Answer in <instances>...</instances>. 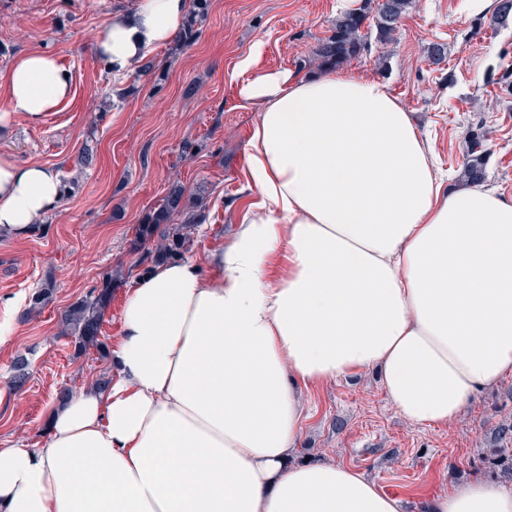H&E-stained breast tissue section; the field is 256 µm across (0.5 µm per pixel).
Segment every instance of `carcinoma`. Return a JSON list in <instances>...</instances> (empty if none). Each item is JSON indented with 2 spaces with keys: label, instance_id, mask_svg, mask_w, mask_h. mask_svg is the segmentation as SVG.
<instances>
[{
  "label": "carcinoma",
  "instance_id": "carcinoma-1",
  "mask_svg": "<svg viewBox=\"0 0 512 512\" xmlns=\"http://www.w3.org/2000/svg\"><path fill=\"white\" fill-rule=\"evenodd\" d=\"M408 6V0H363L357 9L336 18L329 34L316 49V59L321 71L337 69L359 57L368 50L370 40L386 43ZM209 8L208 0H192L184 25L175 39V50L183 51L194 45L200 36L198 17ZM376 9L374 25L367 24L371 9ZM487 157L486 138L476 134L471 137L460 176L474 186L485 179ZM204 214L198 206L189 205L185 190L174 184L169 189L163 204L148 212L138 227V238L143 243H154V247L141 254L138 266L148 273L156 265L177 260L188 251L189 231L201 223ZM112 279L96 287L84 299L72 304L64 314L66 330L74 335L78 348L99 346L102 314L112 302Z\"/></svg>",
  "mask_w": 512,
  "mask_h": 512
}]
</instances>
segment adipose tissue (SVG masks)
Instances as JSON below:
<instances>
[{"label":"adipose tissue","mask_w":512,"mask_h":512,"mask_svg":"<svg viewBox=\"0 0 512 512\" xmlns=\"http://www.w3.org/2000/svg\"><path fill=\"white\" fill-rule=\"evenodd\" d=\"M186 12L136 0L96 51L127 73ZM5 92L0 131L55 111L71 80L31 53ZM237 94L260 112L259 205L228 249L135 282L110 381L53 406L36 447L0 448V512H400L352 468L291 462L303 391L373 370L409 423L446 426L512 374V200L444 188L380 79L263 71ZM60 197L55 171L0 156V236L30 232ZM432 512H512V491L477 479Z\"/></svg>","instance_id":"1"}]
</instances>
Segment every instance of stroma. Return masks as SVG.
Returning <instances> with one entry per match:
<instances>
[{
    "label": "stroma",
    "mask_w": 512,
    "mask_h": 512,
    "mask_svg": "<svg viewBox=\"0 0 512 512\" xmlns=\"http://www.w3.org/2000/svg\"><path fill=\"white\" fill-rule=\"evenodd\" d=\"M135 0H0V77L19 56L45 52L72 77V96L35 124L16 118L0 135V155L54 169L68 194L46 218V232L0 238V448L34 447L47 432L61 391L110 379L104 345L117 335L124 301L144 251L136 230L172 182L203 197L206 219L191 232V258L230 243L259 201L248 185V144L258 112L239 99L242 64L252 72L316 73L314 51L336 17L362 0H210L201 36L188 50H153L164 81L112 74L95 44ZM478 0H411L392 41L344 65L386 81L416 119L444 176L459 180L468 140L487 137L486 187L512 199V25L493 22ZM442 45L446 58L428 54ZM124 91L109 112L108 90ZM117 282L101 326V347L79 350L63 335L66 309ZM52 286L41 311L32 294ZM293 462L336 461L371 479L402 512L478 478L512 480L491 468L503 416L512 414V374L478 393L455 424L416 426L389 402L376 376L362 372L310 388Z\"/></svg>",
    "instance_id": "stroma-1"
}]
</instances>
